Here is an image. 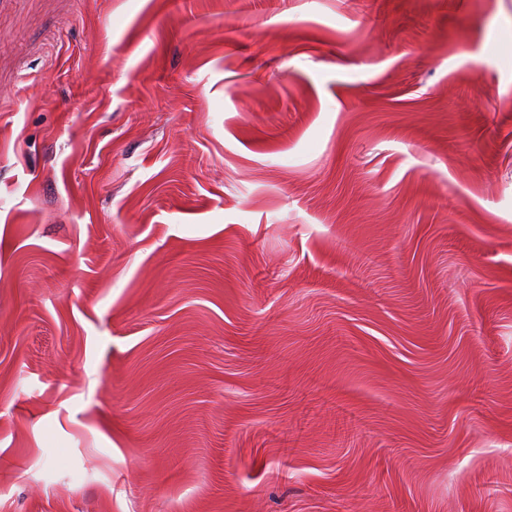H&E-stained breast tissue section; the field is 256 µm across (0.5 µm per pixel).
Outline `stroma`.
Wrapping results in <instances>:
<instances>
[{
    "mask_svg": "<svg viewBox=\"0 0 512 512\" xmlns=\"http://www.w3.org/2000/svg\"><path fill=\"white\" fill-rule=\"evenodd\" d=\"M0 512H512V0H0Z\"/></svg>",
    "mask_w": 512,
    "mask_h": 512,
    "instance_id": "1",
    "label": "stroma"
}]
</instances>
